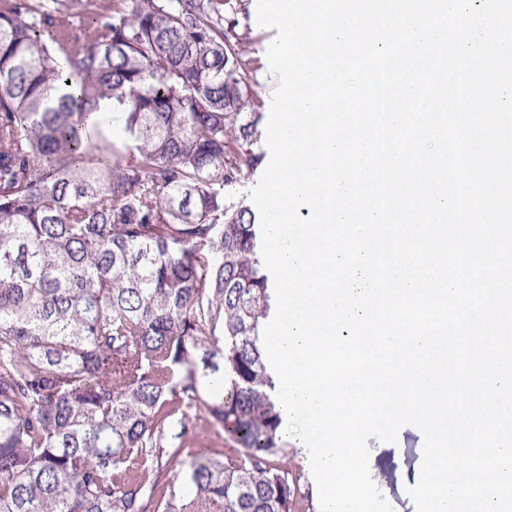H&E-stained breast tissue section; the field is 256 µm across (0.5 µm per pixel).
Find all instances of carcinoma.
Masks as SVG:
<instances>
[{
	"label": "carcinoma",
	"mask_w": 512,
	"mask_h": 512,
	"mask_svg": "<svg viewBox=\"0 0 512 512\" xmlns=\"http://www.w3.org/2000/svg\"><path fill=\"white\" fill-rule=\"evenodd\" d=\"M242 5L0 4V512L301 508L235 197L262 162ZM199 414L243 451L186 463Z\"/></svg>",
	"instance_id": "1"
}]
</instances>
